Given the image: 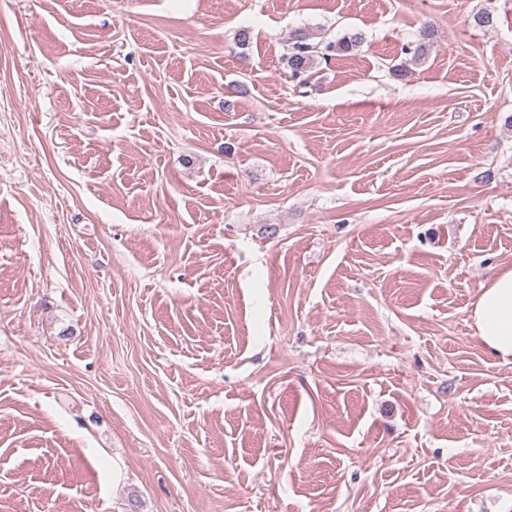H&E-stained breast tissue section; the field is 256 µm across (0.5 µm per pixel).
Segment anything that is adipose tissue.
Returning <instances> with one entry per match:
<instances>
[{
    "label": "adipose tissue",
    "instance_id": "1",
    "mask_svg": "<svg viewBox=\"0 0 512 512\" xmlns=\"http://www.w3.org/2000/svg\"><path fill=\"white\" fill-rule=\"evenodd\" d=\"M469 316L477 341L498 361L512 364V268L482 286Z\"/></svg>",
    "mask_w": 512,
    "mask_h": 512
}]
</instances>
